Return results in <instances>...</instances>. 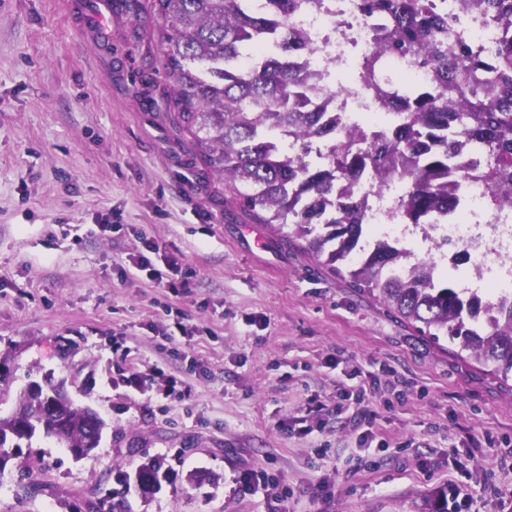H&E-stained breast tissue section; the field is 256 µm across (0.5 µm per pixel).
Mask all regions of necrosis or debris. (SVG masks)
<instances>
[{"label":"necrosis or debris","instance_id":"obj_1","mask_svg":"<svg viewBox=\"0 0 512 512\" xmlns=\"http://www.w3.org/2000/svg\"><path fill=\"white\" fill-rule=\"evenodd\" d=\"M358 2L323 0L322 7L303 9L290 20L309 45L308 54L294 57L293 63L313 73L314 102L345 132L386 125L360 81L337 78L342 70L357 69L372 41L374 21L360 10ZM442 9L451 29L463 33L475 47L487 48L497 41V28L479 13L460 11L455 0H445ZM404 194V186L397 180L378 189L365 182L354 190L364 205L366 223L377 235L423 245L429 261L441 270L452 266L456 254H463L464 287L483 288L496 298L512 300V210L500 211L490 204L487 182H468L460 217L430 224L403 222Z\"/></svg>","mask_w":512,"mask_h":512}]
</instances>
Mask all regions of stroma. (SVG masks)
Here are the masks:
<instances>
[{"mask_svg":"<svg viewBox=\"0 0 512 512\" xmlns=\"http://www.w3.org/2000/svg\"><path fill=\"white\" fill-rule=\"evenodd\" d=\"M89 6L0 0V357L13 396L50 374L106 426L86 459L23 443L0 512H426L459 482L465 512H502L483 472L512 488V381L242 211L169 110L159 29L100 30ZM147 239L160 285L130 262ZM375 382L383 450L342 397ZM151 458L167 478L144 498ZM250 469L265 490L239 491Z\"/></svg>","mask_w":512,"mask_h":512,"instance_id":"1","label":"stroma"}]
</instances>
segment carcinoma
Listing matches in <instances>:
<instances>
[{
  "label": "carcinoma",
  "mask_w": 512,
  "mask_h": 512,
  "mask_svg": "<svg viewBox=\"0 0 512 512\" xmlns=\"http://www.w3.org/2000/svg\"><path fill=\"white\" fill-rule=\"evenodd\" d=\"M153 0L163 39L162 66L183 130L203 161L235 192L260 224L292 228L305 249L325 257L336 274L380 299L418 331L446 336L459 352L503 382L512 378V303L474 296L434 274L419 259L406 276L395 266L406 251L383 240L365 242L361 203L351 188L366 180L406 185L402 217L427 224L457 211L463 181L483 179L499 208L512 206V0H459L490 18L500 31L486 56L472 52L432 0H360L364 13L385 23L374 30L361 78L382 112L398 119L384 129L344 134L309 102L311 74L294 69L305 47L288 19L314 0ZM390 51L432 69L430 91L419 94L381 77L380 54ZM300 142L298 157L280 152L284 135ZM329 146L325 163L309 158L310 143ZM468 144L472 155L458 154ZM367 249L353 266L351 255ZM48 432L87 456L105 423L57 391L52 383L23 390L13 411L0 415V473L23 455L18 423Z\"/></svg>",
  "instance_id": "obj_1"
}]
</instances>
